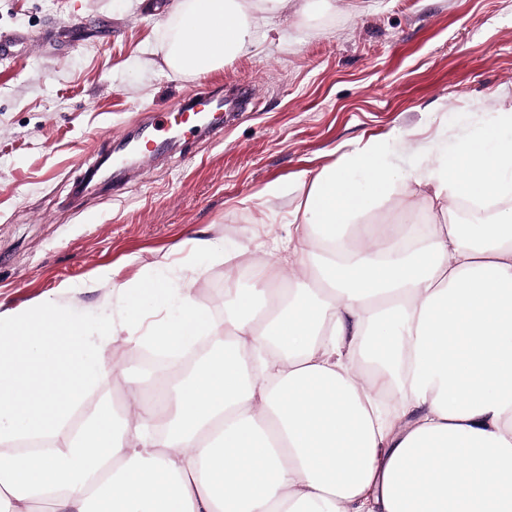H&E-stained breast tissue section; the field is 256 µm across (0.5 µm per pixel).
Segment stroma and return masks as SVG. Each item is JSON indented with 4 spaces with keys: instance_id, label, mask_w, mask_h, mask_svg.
Returning a JSON list of instances; mask_svg holds the SVG:
<instances>
[{
    "instance_id": "1",
    "label": "stroma",
    "mask_w": 512,
    "mask_h": 512,
    "mask_svg": "<svg viewBox=\"0 0 512 512\" xmlns=\"http://www.w3.org/2000/svg\"><path fill=\"white\" fill-rule=\"evenodd\" d=\"M171 0H0V311L59 299L79 313L126 282L195 274L224 300L223 261L286 234L303 173L376 143L403 165L512 103V0H291L257 19L256 46L223 67L173 76ZM221 90L224 130L185 132L137 157L119 187L75 193L141 120ZM282 189L275 203L265 190Z\"/></svg>"
}]
</instances>
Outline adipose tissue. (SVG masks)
<instances>
[{"mask_svg": "<svg viewBox=\"0 0 512 512\" xmlns=\"http://www.w3.org/2000/svg\"><path fill=\"white\" fill-rule=\"evenodd\" d=\"M290 0H173L165 54L181 76L254 47L255 14ZM512 106L401 166L376 144L313 175L298 223L244 260L253 287H225L224 319L188 280L122 286L89 316L56 300L0 312V512H512ZM406 189L403 223L356 218ZM448 216L403 244L415 200ZM473 223H457L460 202ZM170 350L201 330L212 350L183 380L97 409L65 432L143 304ZM45 442L19 452L14 442Z\"/></svg>", "mask_w": 512, "mask_h": 512, "instance_id": "ef3b65f1", "label": "adipose tissue"}]
</instances>
